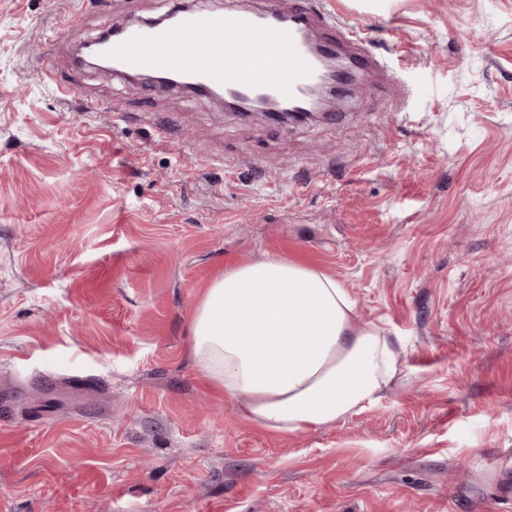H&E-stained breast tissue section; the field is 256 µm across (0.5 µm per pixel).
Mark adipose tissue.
Segmentation results:
<instances>
[{
    "mask_svg": "<svg viewBox=\"0 0 512 512\" xmlns=\"http://www.w3.org/2000/svg\"><path fill=\"white\" fill-rule=\"evenodd\" d=\"M192 353L225 398L279 434L365 409L398 373L394 341L359 321L349 290L287 258L225 270L194 309Z\"/></svg>",
    "mask_w": 512,
    "mask_h": 512,
    "instance_id": "ef3b65f1",
    "label": "adipose tissue"
}]
</instances>
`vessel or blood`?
I'll return each mask as SVG.
<instances>
[{
  "label": "vessel or blood",
  "instance_id": "obj_1",
  "mask_svg": "<svg viewBox=\"0 0 512 512\" xmlns=\"http://www.w3.org/2000/svg\"><path fill=\"white\" fill-rule=\"evenodd\" d=\"M317 23L327 51L350 43L360 67L386 70L384 56L364 52L361 27L337 22L310 0H263L258 9L225 14L174 9L162 24L115 33L104 51L119 73L150 70L200 92L264 96L297 110L320 72L302 36Z\"/></svg>",
  "mask_w": 512,
  "mask_h": 512
}]
</instances>
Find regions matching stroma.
<instances>
[{
    "label": "stroma",
    "instance_id": "35a3bbf8",
    "mask_svg": "<svg viewBox=\"0 0 512 512\" xmlns=\"http://www.w3.org/2000/svg\"><path fill=\"white\" fill-rule=\"evenodd\" d=\"M319 2L392 76L279 126L76 62L174 0H0V512H512V0ZM269 257L396 341L377 403L276 434L203 377L196 305Z\"/></svg>",
    "mask_w": 512,
    "mask_h": 512
}]
</instances>
